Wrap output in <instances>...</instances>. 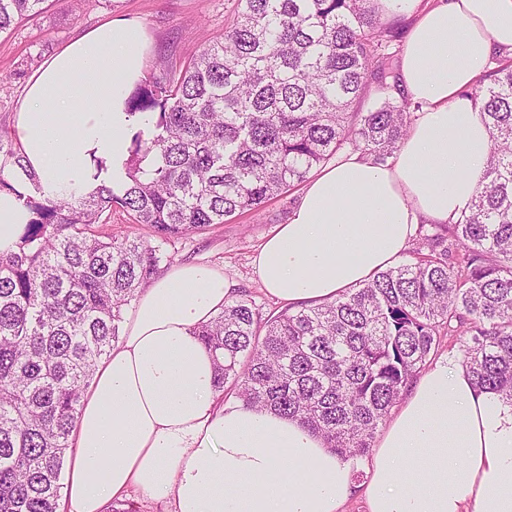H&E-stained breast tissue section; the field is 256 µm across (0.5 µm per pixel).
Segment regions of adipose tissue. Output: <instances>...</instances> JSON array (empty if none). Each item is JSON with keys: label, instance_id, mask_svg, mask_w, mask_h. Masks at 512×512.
Here are the masks:
<instances>
[{"label": "adipose tissue", "instance_id": "obj_1", "mask_svg": "<svg viewBox=\"0 0 512 512\" xmlns=\"http://www.w3.org/2000/svg\"><path fill=\"white\" fill-rule=\"evenodd\" d=\"M417 13L400 83L419 110L387 164L352 154L315 174L287 223L259 245L263 288L289 305L359 287L400 260L416 224H452L478 193L490 134L461 95L512 52V0H380ZM145 67L124 19L79 36L34 70L15 131L24 170L0 192V253L15 251L30 219L19 192L53 198L98 186L93 160L122 178L131 136L146 116L124 100ZM222 271L178 264L139 293L121 338L82 398L59 512H105L132 493L168 512H512V405L475 388L455 356L420 377L376 444L366 480L299 420L216 390V367L196 327L229 302Z\"/></svg>", "mask_w": 512, "mask_h": 512}]
</instances>
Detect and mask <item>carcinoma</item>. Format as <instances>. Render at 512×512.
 Here are the masks:
<instances>
[{"label":"carcinoma","instance_id":"cac0c4a2","mask_svg":"<svg viewBox=\"0 0 512 512\" xmlns=\"http://www.w3.org/2000/svg\"><path fill=\"white\" fill-rule=\"evenodd\" d=\"M45 0H0V32ZM373 0H237L224 37L126 99L150 117L120 187L18 194L31 219L0 254V512H58L83 392L160 247L98 227L125 211L164 242L223 224L305 182L349 144L384 164L408 133ZM377 107L352 112L371 84ZM491 137L469 212L420 238L428 254L323 304L265 319L244 293L197 328L218 387L366 455L445 328L472 383L512 402V63L467 92ZM23 156L0 142V188Z\"/></svg>","mask_w":512,"mask_h":512}]
</instances>
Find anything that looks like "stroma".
<instances>
[{"instance_id":"35a3bbf8","label":"stroma","mask_w":512,"mask_h":512,"mask_svg":"<svg viewBox=\"0 0 512 512\" xmlns=\"http://www.w3.org/2000/svg\"><path fill=\"white\" fill-rule=\"evenodd\" d=\"M235 0H45L35 18L0 33V135L15 139L17 112L33 73L29 58H49L65 44L120 17L133 21L149 41L147 73L177 65L201 45L223 35L234 19ZM294 189L259 209L162 243V270L183 262H206L222 270L235 290L247 291L261 315L279 313L284 303L262 288L252 258L278 225L287 223L301 197Z\"/></svg>"}]
</instances>
